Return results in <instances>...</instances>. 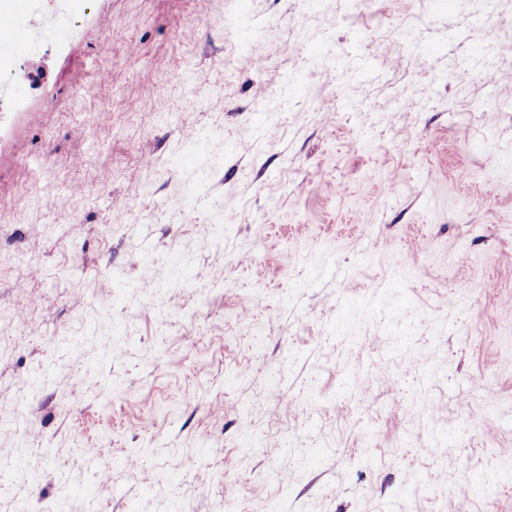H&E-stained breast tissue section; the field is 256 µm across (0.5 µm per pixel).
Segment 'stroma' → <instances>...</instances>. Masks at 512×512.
I'll return each mask as SVG.
<instances>
[{"mask_svg":"<svg viewBox=\"0 0 512 512\" xmlns=\"http://www.w3.org/2000/svg\"><path fill=\"white\" fill-rule=\"evenodd\" d=\"M35 3L0 512H512V0Z\"/></svg>","mask_w":512,"mask_h":512,"instance_id":"1","label":"stroma"}]
</instances>
